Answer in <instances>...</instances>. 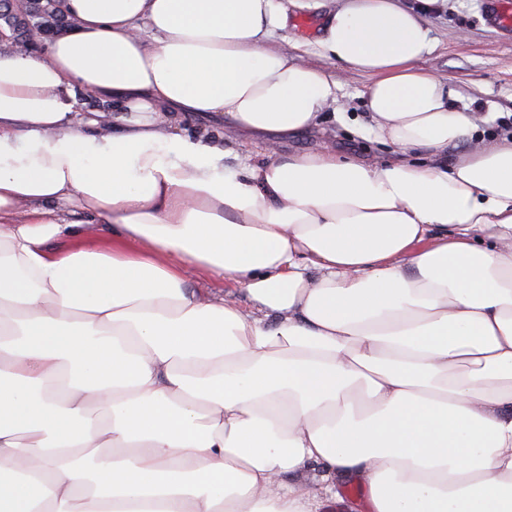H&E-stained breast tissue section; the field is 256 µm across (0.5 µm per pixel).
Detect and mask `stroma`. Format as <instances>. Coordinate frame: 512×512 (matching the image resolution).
I'll use <instances>...</instances> for the list:
<instances>
[{"mask_svg": "<svg viewBox=\"0 0 512 512\" xmlns=\"http://www.w3.org/2000/svg\"><path fill=\"white\" fill-rule=\"evenodd\" d=\"M276 3L286 12L287 21L270 42V49L298 47L304 59L341 82L345 95L344 111L324 113L317 127L284 141L282 153L315 152L331 140L343 155L368 161L390 158L391 148L376 141L364 106L368 77L320 53L324 20L339 7L340 0H305L301 9L290 0ZM507 10H512V0H437L426 15L434 49L421 60V68L449 80L459 94L460 106L487 116L482 129L488 137L512 134V25L499 21L500 13ZM178 129L184 136L222 148L225 166L236 169L262 158L251 133L214 116L184 117Z\"/></svg>", "mask_w": 512, "mask_h": 512, "instance_id": "35a3bbf8", "label": "stroma"}]
</instances>
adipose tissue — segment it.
<instances>
[{
    "instance_id": "ef3b65f1",
    "label": "adipose tissue",
    "mask_w": 512,
    "mask_h": 512,
    "mask_svg": "<svg viewBox=\"0 0 512 512\" xmlns=\"http://www.w3.org/2000/svg\"><path fill=\"white\" fill-rule=\"evenodd\" d=\"M435 2L325 22L395 153L371 164L280 152L343 103L269 49L275 0H59L69 34L0 50V512H323L343 482L512 512V137L473 141L420 68ZM195 113L265 162L226 168ZM178 129L184 136L224 149V165L232 169L262 160L261 147L254 136L235 129L226 119L223 122L212 115H189L179 121Z\"/></svg>"
}]
</instances>
